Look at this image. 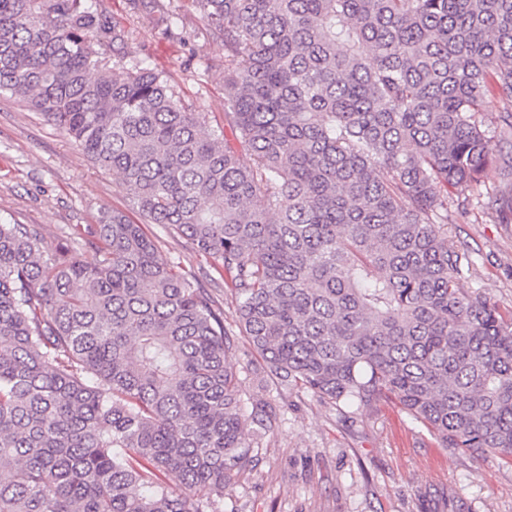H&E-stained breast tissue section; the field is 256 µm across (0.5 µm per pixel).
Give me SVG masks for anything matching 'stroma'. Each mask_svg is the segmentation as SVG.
<instances>
[{
  "mask_svg": "<svg viewBox=\"0 0 512 512\" xmlns=\"http://www.w3.org/2000/svg\"><path fill=\"white\" fill-rule=\"evenodd\" d=\"M183 21L175 37L130 6L101 0L131 31L135 50L171 75L185 106L206 113L208 128L224 123L222 37L209 30L191 0H173ZM131 213L115 173L94 165L71 139L0 94V221L38 227L48 245L76 240L102 213ZM147 234L161 258L199 270L202 260L186 241L155 224ZM448 236L467 247L474 268L458 281L468 293L512 310V224H493L481 207ZM211 291L233 332L234 364L243 398L276 405V421L257 450L256 468L232 476L224 512H512V467L498 459L453 454L397 403L373 408L335 405L271 379L238 326L223 286Z\"/></svg>",
  "mask_w": 512,
  "mask_h": 512,
  "instance_id": "35a3bbf8",
  "label": "stroma"
}]
</instances>
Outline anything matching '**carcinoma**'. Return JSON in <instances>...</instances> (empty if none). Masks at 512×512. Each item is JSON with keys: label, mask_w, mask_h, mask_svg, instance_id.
I'll list each match as a JSON object with an SVG mask.
<instances>
[{"label": "carcinoma", "mask_w": 512, "mask_h": 512, "mask_svg": "<svg viewBox=\"0 0 512 512\" xmlns=\"http://www.w3.org/2000/svg\"><path fill=\"white\" fill-rule=\"evenodd\" d=\"M191 2L224 36L208 133L99 0H0V92L142 218L87 225L91 262L0 222V512H222L257 465L271 407L244 411L224 309L144 224L210 263L272 378L512 466V310L457 287L448 241L512 171V0ZM484 209L511 224L512 183Z\"/></svg>", "instance_id": "1"}]
</instances>
